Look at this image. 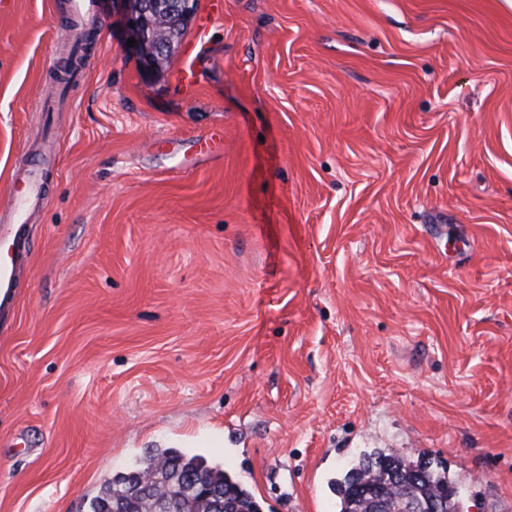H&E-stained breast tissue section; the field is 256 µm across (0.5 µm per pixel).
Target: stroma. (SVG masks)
<instances>
[{
	"instance_id": "1",
	"label": "stroma",
	"mask_w": 512,
	"mask_h": 512,
	"mask_svg": "<svg viewBox=\"0 0 512 512\" xmlns=\"http://www.w3.org/2000/svg\"><path fill=\"white\" fill-rule=\"evenodd\" d=\"M198 87L98 0H0V194L43 169L0 309V512H89L157 450L261 512L369 453L512 512V0H223ZM217 136L209 153L199 143ZM73 23L70 28L72 40L77 41L82 36L81 22L86 17L96 14L98 0H71Z\"/></svg>"
}]
</instances>
